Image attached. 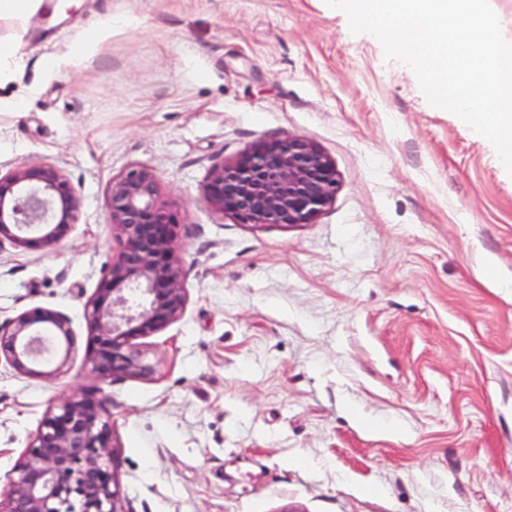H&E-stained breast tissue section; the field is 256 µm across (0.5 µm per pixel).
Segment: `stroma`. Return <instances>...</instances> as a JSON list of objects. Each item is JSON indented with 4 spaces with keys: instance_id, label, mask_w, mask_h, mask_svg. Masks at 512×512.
I'll list each match as a JSON object with an SVG mask.
<instances>
[{
    "instance_id": "stroma-1",
    "label": "stroma",
    "mask_w": 512,
    "mask_h": 512,
    "mask_svg": "<svg viewBox=\"0 0 512 512\" xmlns=\"http://www.w3.org/2000/svg\"><path fill=\"white\" fill-rule=\"evenodd\" d=\"M0 37V169L52 164L80 201L55 246L0 243V324L47 307L77 341L52 377L0 364L1 475L91 393L127 512H512V176L486 138L325 0H44ZM287 136L336 170L312 223L207 206L214 164ZM131 169L180 215L187 304L141 340L152 375L104 380L87 307Z\"/></svg>"
}]
</instances>
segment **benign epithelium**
I'll use <instances>...</instances> for the list:
<instances>
[{
    "label": "benign epithelium",
    "mask_w": 512,
    "mask_h": 512,
    "mask_svg": "<svg viewBox=\"0 0 512 512\" xmlns=\"http://www.w3.org/2000/svg\"><path fill=\"white\" fill-rule=\"evenodd\" d=\"M331 159L302 138L263 142L234 162L212 166L204 201L255 226L309 224L334 198ZM108 205L121 250L89 305L86 360L100 378L152 372L136 340L151 336L184 312L187 293L176 251L178 213L159 201L157 179L129 170L112 180ZM80 202L58 168L32 163L0 173V240L28 248L57 244L74 223ZM58 356L42 370L45 342ZM75 347L71 321L32 307L0 327V358L32 377L59 374ZM0 512H126L112 422L103 401L74 396L44 415L26 451L7 474Z\"/></svg>",
    "instance_id": "benign-epithelium-1"
}]
</instances>
